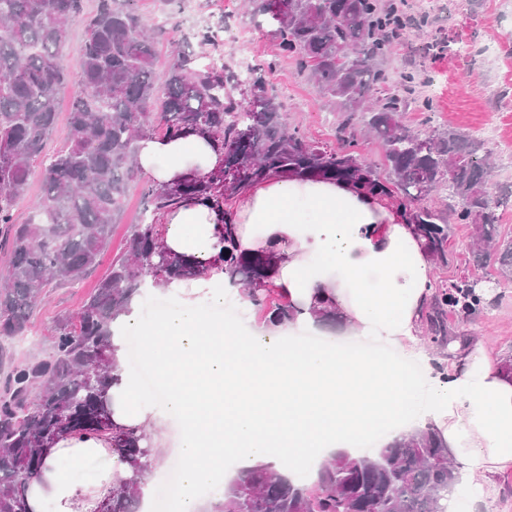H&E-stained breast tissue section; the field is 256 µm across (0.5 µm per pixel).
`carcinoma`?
<instances>
[{
  "label": "carcinoma",
  "mask_w": 512,
  "mask_h": 512,
  "mask_svg": "<svg viewBox=\"0 0 512 512\" xmlns=\"http://www.w3.org/2000/svg\"><path fill=\"white\" fill-rule=\"evenodd\" d=\"M406 0H299L298 14L282 22L249 0L247 17L268 24L279 55L294 59L337 114V146L306 139L288 125L279 98L256 69L245 83L266 93L256 111L230 94L238 75L216 56L224 20L196 33L197 49L173 50L157 97L158 26L135 0H97L85 19L81 76L69 118V138L49 153L55 130V96L70 82L57 58L68 22L84 12L83 0H0V240L9 265L0 284V512H26V491L38 477L54 442L63 435L108 434L127 467L99 512H137L144 476L155 457L143 430L111 420L110 391L120 376L112 361V324L140 296L145 280L170 283L202 275L194 260L166 250L161 214L181 199L205 202L224 215L225 202L272 175L319 176L348 184L401 211L415 225L425 250L448 264L454 224L473 226L472 271L435 285L426 315V338L452 357L470 338L457 336L448 313L465 322L488 306L485 285L512 283V235H501L502 211L512 203V183L493 181V150L460 129H418L405 122L411 109L429 110L418 89V69L397 78L387 63L401 30ZM348 52L336 63V49ZM448 38L435 34L424 56H440ZM161 131L176 138L208 134L224 152V165L206 180L148 186L141 223L126 251L75 314L61 315L48 349L20 361L13 344L27 335L41 292L78 284L97 264L118 223L129 183L137 177L138 142ZM384 152L386 175L364 164L359 138ZM42 194L28 222L14 219L33 163ZM224 273L267 308L273 290L272 256L236 253L224 234ZM285 324L297 310L288 302L270 309ZM455 468L432 432L395 440L325 464L311 486L267 465L239 472L216 512H442L455 483Z\"/></svg>",
  "instance_id": "cac0c4a2"
}]
</instances>
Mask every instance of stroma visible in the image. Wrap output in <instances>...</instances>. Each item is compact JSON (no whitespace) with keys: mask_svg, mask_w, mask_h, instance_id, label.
Listing matches in <instances>:
<instances>
[{"mask_svg":"<svg viewBox=\"0 0 512 512\" xmlns=\"http://www.w3.org/2000/svg\"><path fill=\"white\" fill-rule=\"evenodd\" d=\"M445 14L435 17L433 29L447 33L448 54L427 60L421 73L422 90L432 104L431 113L409 112L406 120L417 126L432 120L466 131H477L497 123L500 134L512 138V0H445ZM224 0H195V26L184 25L181 7H174L163 23L157 41L158 71H165L171 50L190 44L195 27L223 16L225 25L244 28L246 39L236 46L222 47L225 63L241 64L251 58L254 67L264 69L265 77L283 103L290 123L299 125L312 140L336 141V114L321 99L316 88L290 60H275L274 45L267 33L247 26L242 0H233L232 14H225ZM141 183H133L124 204V217L112 228L108 249L95 270L76 288L50 290L37 310L31 330L18 345V357L44 352L57 316L77 311L84 297L109 273L112 259L124 251L132 224L143 217ZM471 229L457 224L448 240V265L433 270L432 281L463 275L469 268ZM485 313L461 326L462 334L481 342L493 365H500L505 352H512V287L488 293Z\"/></svg>","mask_w":512,"mask_h":512,"instance_id":"obj_1","label":"stroma"}]
</instances>
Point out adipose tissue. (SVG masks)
Instances as JSON below:
<instances>
[{
  "mask_svg": "<svg viewBox=\"0 0 512 512\" xmlns=\"http://www.w3.org/2000/svg\"><path fill=\"white\" fill-rule=\"evenodd\" d=\"M140 169L159 185L204 179L224 162L206 135L147 137ZM165 247L205 265L224 248V221L212 208L185 200L161 217ZM234 237L240 251L273 252L272 282L316 324L318 309L335 310L344 332L321 343L290 341L286 329L251 326L253 304L242 299L236 321L213 318L223 305L213 278L168 285L177 302L156 322L136 312L113 325L115 344L129 331L143 338V358L166 391L165 414L144 403L138 384L112 388V420L125 428L180 431L179 494L170 512H206L202 488L222 486L229 473L264 462L289 473H314L327 459L353 453L362 436L387 443L428 428L458 465L444 512H474L492 504V475L512 469V378L494 368L482 346L461 353L452 371L436 369L421 346V314L431 294L430 261L413 225L394 207L361 196L347 184L318 177L273 176L238 196ZM376 341L386 355L363 351ZM426 366L413 375L408 362ZM103 463L93 484L73 481L58 459ZM120 464L106 436L69 435L56 441L27 491L30 512H96Z\"/></svg>",
  "mask_w": 512,
  "mask_h": 512,
  "instance_id": "1",
  "label": "adipose tissue"
}]
</instances>
